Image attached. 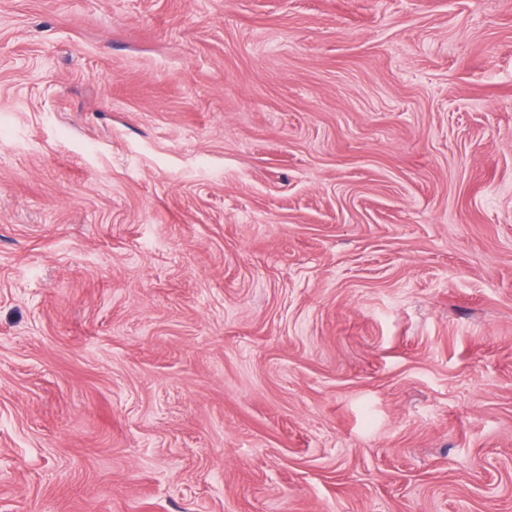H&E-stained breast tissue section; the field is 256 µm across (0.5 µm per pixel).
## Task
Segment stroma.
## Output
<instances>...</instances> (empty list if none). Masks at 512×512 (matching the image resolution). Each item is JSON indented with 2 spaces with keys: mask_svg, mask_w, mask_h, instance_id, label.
Wrapping results in <instances>:
<instances>
[{
  "mask_svg": "<svg viewBox=\"0 0 512 512\" xmlns=\"http://www.w3.org/2000/svg\"><path fill=\"white\" fill-rule=\"evenodd\" d=\"M0 512H512V0H0Z\"/></svg>",
  "mask_w": 512,
  "mask_h": 512,
  "instance_id": "35a3bbf8",
  "label": "stroma"
}]
</instances>
